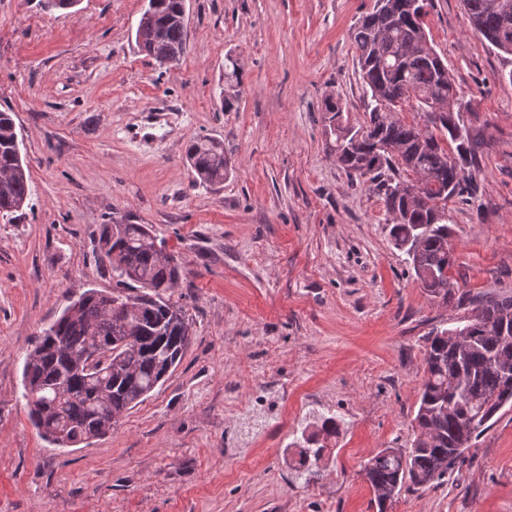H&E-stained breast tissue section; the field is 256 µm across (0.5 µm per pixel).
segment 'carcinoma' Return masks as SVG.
Wrapping results in <instances>:
<instances>
[{
    "mask_svg": "<svg viewBox=\"0 0 512 512\" xmlns=\"http://www.w3.org/2000/svg\"><path fill=\"white\" fill-rule=\"evenodd\" d=\"M500 0H462L473 30L493 48L512 54V8ZM135 39L161 65L185 54L186 0H149ZM432 0H374L354 25L352 38L365 86L366 120L355 128L340 102L328 96L327 143L353 180L383 201L396 248L406 252L424 293L446 302L457 283L448 225L436 201L474 194V140L461 112L448 66L431 44L424 18ZM419 115L401 117L405 107ZM193 183L224 182L229 160L207 136L185 148ZM28 166L12 112L0 110V216L21 211L29 199ZM100 250L112 268L110 291L86 290L44 330L23 366L30 420L59 447L105 435L118 417L141 403L180 362L190 319L171 302L184 268L158 246L146 224H105ZM454 327L425 337V377L408 448H384L363 468L379 512L402 487L443 480L505 406H512V296L472 303ZM339 434L336 419L305 438L299 465L319 459Z\"/></svg>",
    "mask_w": 512,
    "mask_h": 512,
    "instance_id": "carcinoma-1",
    "label": "carcinoma"
}]
</instances>
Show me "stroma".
Listing matches in <instances>:
<instances>
[{
    "instance_id": "obj_1",
    "label": "stroma",
    "mask_w": 512,
    "mask_h": 512,
    "mask_svg": "<svg viewBox=\"0 0 512 512\" xmlns=\"http://www.w3.org/2000/svg\"><path fill=\"white\" fill-rule=\"evenodd\" d=\"M373 4L186 0L187 50L166 67L135 41L144 0H0V108L31 189L0 218V512H377L363 468L409 447L424 338L463 311L426 297L380 197L326 148V96L364 120L351 31ZM425 29L476 143V192L448 204L450 274L469 297L512 296V55L461 0H433ZM228 54L242 73L224 112ZM199 136L223 142L224 183L194 184ZM116 222L182 262L190 340L110 432L60 448L28 420L24 360L81 293L111 290L98 236ZM326 417L338 437L299 467ZM388 512H512V406Z\"/></svg>"
}]
</instances>
